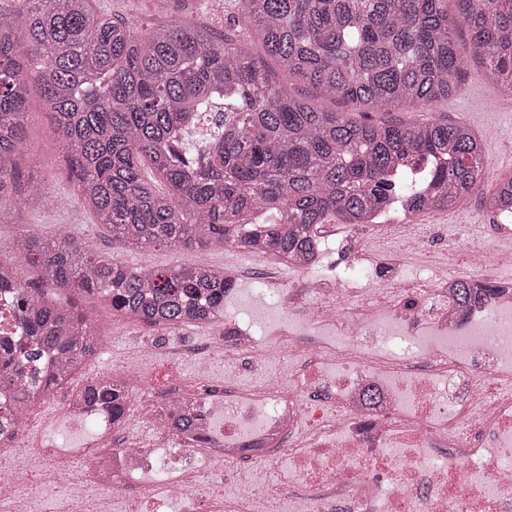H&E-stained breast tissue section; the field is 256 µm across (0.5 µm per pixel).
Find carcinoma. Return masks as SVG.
Returning a JSON list of instances; mask_svg holds the SVG:
<instances>
[{
  "label": "carcinoma",
  "instance_id": "1",
  "mask_svg": "<svg viewBox=\"0 0 512 512\" xmlns=\"http://www.w3.org/2000/svg\"><path fill=\"white\" fill-rule=\"evenodd\" d=\"M238 0L239 19L261 53L211 28L172 21L137 37L128 18L91 0H19L0 11V191L17 179L16 157L36 73L54 139L99 223L133 248L232 245L303 263L318 246V225L357 224L395 200L450 209L483 193L484 156L460 123L420 120L375 125L325 110L340 96L367 110L412 107L450 96L464 56L453 36L470 32L468 56L512 93V0ZM311 84L302 101L274 80L263 57ZM512 204V178L489 192ZM267 214L262 224L248 219ZM17 254L61 290L97 293L126 318L167 329L224 320L236 281L204 262L157 270L91 257L69 235L52 243L32 233ZM15 291L18 319L38 351L58 355L35 397L23 365L0 367V388L21 406L44 401L98 351L92 318L28 290L0 261V289ZM482 289L455 281L461 307ZM94 408L126 419L130 392L112 379L79 387ZM191 400L180 402L176 434L192 437Z\"/></svg>",
  "mask_w": 512,
  "mask_h": 512
}]
</instances>
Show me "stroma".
<instances>
[{
    "label": "stroma",
    "mask_w": 512,
    "mask_h": 512,
    "mask_svg": "<svg viewBox=\"0 0 512 512\" xmlns=\"http://www.w3.org/2000/svg\"><path fill=\"white\" fill-rule=\"evenodd\" d=\"M101 11L134 19L139 24V37H147L157 24L170 20H185L211 26L216 31L244 41L248 35L242 28L229 23L236 12L234 0H92ZM357 120L382 124L410 119H448L469 126L484 145L486 187H493L501 178L512 175V94L490 83L482 68L475 63L464 64L457 92L449 98L409 110L390 109L356 114ZM52 112L42 107L39 94H32L26 128V141L18 157L19 176L13 187L0 192V257L14 261L19 279L29 287L58 296V289L41 280L36 265L17 259L13 250L14 238L31 231L46 241L56 240L60 230L90 254L119 260L128 265L165 269L174 265L206 260L216 267H226L259 278L261 288L298 281L293 269L277 265L260 255L244 253L233 248L212 250L206 247L125 248L113 240L111 233L97 224L67 178L64 151L53 134ZM38 184L48 202L40 210L28 209L24 191ZM490 219L473 198L445 213L437 223H422L420 234L423 246L417 254L397 259L398 269L412 278L428 283L442 276L471 277L464 264L442 263L450 246L462 244L487 249L490 253H512V237L499 238L489 228ZM79 306L98 324L103 348L96 360L87 365L85 377L105 378L112 371L136 372L144 382L140 393L133 395L126 422L113 435L112 445L124 447L133 442L156 445L162 437L148 423L144 413L145 401L164 386L170 367H177L184 378H192L198 360H206L210 383L223 384L227 375L236 373L238 385L254 389L277 369L276 362H259L247 371H240L234 358L219 352L217 346L224 337L223 325H186L175 332L162 331L141 323H132L115 312L110 303L97 296H84ZM70 392L62 387L38 405L29 417L25 429L13 440L19 453L26 454L31 444L54 421Z\"/></svg>",
    "instance_id": "1"
}]
</instances>
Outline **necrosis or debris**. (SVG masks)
Here are the masks:
<instances>
[{
    "label": "necrosis or debris",
    "mask_w": 512,
    "mask_h": 512,
    "mask_svg": "<svg viewBox=\"0 0 512 512\" xmlns=\"http://www.w3.org/2000/svg\"><path fill=\"white\" fill-rule=\"evenodd\" d=\"M417 216L393 202L367 225H404L399 248L411 251L421 244L408 229ZM318 239L305 287L275 291L278 335L233 318L224 327L225 355L244 365L288 356L283 375L251 391L210 384L198 366L196 450L104 447L111 414L69 399L59 427L91 430L73 432L67 446L52 433L37 440L50 460L46 490L79 460L99 498L71 512H112L113 500L130 495L145 512H512V392L486 399L472 385L512 381V289L495 287L462 308L451 289L404 275L403 304L372 289L357 299L349 281L373 274L356 245L338 261L331 226ZM224 463L246 472L284 463L288 472L245 497L199 500L204 478Z\"/></svg>",
    "instance_id": "necrosis-or-debris-1"
}]
</instances>
